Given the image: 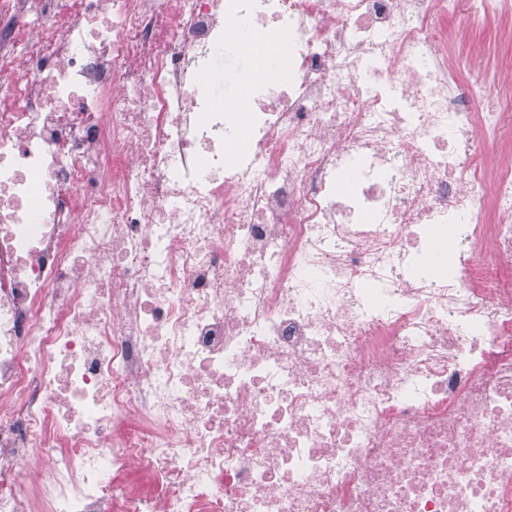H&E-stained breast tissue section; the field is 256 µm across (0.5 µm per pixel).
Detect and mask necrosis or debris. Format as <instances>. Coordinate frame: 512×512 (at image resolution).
<instances>
[{"instance_id": "1", "label": "necrosis or debris", "mask_w": 512, "mask_h": 512, "mask_svg": "<svg viewBox=\"0 0 512 512\" xmlns=\"http://www.w3.org/2000/svg\"><path fill=\"white\" fill-rule=\"evenodd\" d=\"M511 8L0 7V512H512V98L448 56ZM254 63L255 60L234 40L228 39L224 45V55L216 63V67L224 72V82L213 88L214 95L221 99L235 97L238 89L245 88L249 91L250 97L254 87L265 82L278 71L275 67L273 69L275 73L272 76L258 79L253 76Z\"/></svg>"}]
</instances>
